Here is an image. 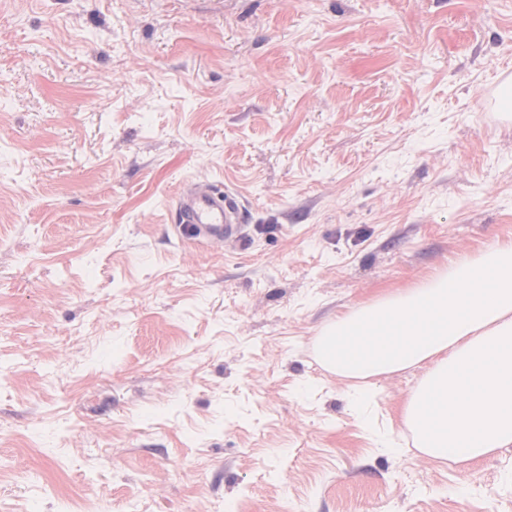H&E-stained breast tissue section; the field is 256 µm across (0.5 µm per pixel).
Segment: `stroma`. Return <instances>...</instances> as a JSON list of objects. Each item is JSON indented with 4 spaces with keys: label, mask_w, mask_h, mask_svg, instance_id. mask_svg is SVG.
<instances>
[{
    "label": "stroma",
    "mask_w": 512,
    "mask_h": 512,
    "mask_svg": "<svg viewBox=\"0 0 512 512\" xmlns=\"http://www.w3.org/2000/svg\"><path fill=\"white\" fill-rule=\"evenodd\" d=\"M509 69L503 0H0V512H512L314 355L512 240ZM245 209L238 196L213 184L185 187L176 200L174 221L183 234L209 245L237 239L245 224Z\"/></svg>",
    "instance_id": "obj_1"
}]
</instances>
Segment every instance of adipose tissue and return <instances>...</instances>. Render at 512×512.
I'll use <instances>...</instances> for the list:
<instances>
[{"label":"adipose tissue","instance_id":"ef3b65f1","mask_svg":"<svg viewBox=\"0 0 512 512\" xmlns=\"http://www.w3.org/2000/svg\"><path fill=\"white\" fill-rule=\"evenodd\" d=\"M315 350L345 379L423 369L402 415L430 459L463 466L512 446V242L344 313Z\"/></svg>","mask_w":512,"mask_h":512}]
</instances>
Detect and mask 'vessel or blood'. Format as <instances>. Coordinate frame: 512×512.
I'll return each instance as SVG.
<instances>
[{"label":"vessel or blood","instance_id":"vessel-or-blood-1","mask_svg":"<svg viewBox=\"0 0 512 512\" xmlns=\"http://www.w3.org/2000/svg\"><path fill=\"white\" fill-rule=\"evenodd\" d=\"M245 218V209L235 193L207 183L185 187L174 209V221L182 233L210 245L239 238Z\"/></svg>","mask_w":512,"mask_h":512}]
</instances>
